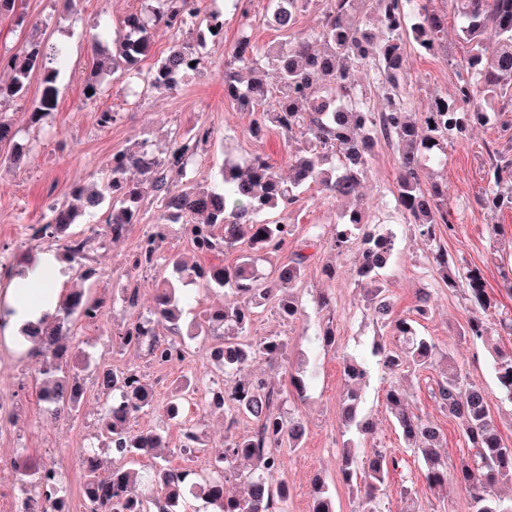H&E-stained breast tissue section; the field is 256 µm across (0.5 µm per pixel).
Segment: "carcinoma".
<instances>
[{"mask_svg":"<svg viewBox=\"0 0 512 512\" xmlns=\"http://www.w3.org/2000/svg\"><path fill=\"white\" fill-rule=\"evenodd\" d=\"M286 2L287 9L271 12V20L289 31L297 12L311 0ZM360 4L377 26L356 23ZM448 4L460 21L459 37L469 47L467 78L460 79L456 99L435 98L433 111L418 121L412 119L408 108L405 50L410 43L430 54L442 42L445 17L433 7V0H324L316 27L301 37L266 48L251 42L248 29L252 18L248 12H236L241 31L224 57V98L252 113V136L275 128L291 143L289 177L279 174L270 157L256 155L245 164L226 159L215 174L214 184H198L194 164L202 160L213 132L197 124L173 132L162 153L143 139L112 154L101 188L74 187L73 203L50 206L42 223L29 226L31 236L58 241L83 215L108 198L111 208L104 235L113 240L122 237L129 225L140 223L150 205L157 212L156 223L184 225L199 253L246 246V253L234 266L189 267L169 259L172 276L157 284L154 317L131 320L112 336L115 344L141 351L152 361L181 359L185 344L160 338L155 322L178 326L183 314L179 289L184 285L200 282L208 289L224 288L232 293L233 300L201 311L192 336L202 337L216 366L224 375H231L257 357L271 363L287 358L288 340L280 336L253 344L241 340L240 335L251 325L256 309L267 302L273 303L288 322L303 313L295 289L310 260L304 249L292 252L278 266L274 289L257 268L258 260L282 252L293 237V225L284 214L298 202L301 188L313 183L328 198H351L370 172L375 149L385 145L398 156L397 209L404 222L431 245L432 266L443 273L448 286L466 289L483 312H492L495 304L487 296L481 271L471 268L460 274L449 263L448 250L440 243L441 228L453 229L447 197L437 184L423 188L422 178L426 163L443 162V142L448 137L460 138L470 127L486 123L500 111L499 102L512 96V0H448ZM159 25L170 33L172 46L164 59L144 72L138 63L148 57ZM123 28L122 39L112 52L97 59L95 72L83 86L82 94L89 102L102 94V74L141 77L149 89L172 91L180 79L199 72L204 63L191 38L199 41L206 35L224 41V15L205 11L201 0H145L140 11L125 16ZM66 55L65 46L32 36L25 40L22 52L1 54L0 70L7 71L9 78L0 82V104L25 98L28 77L38 70L43 89L29 107L30 123H47L57 110V78ZM363 64L372 75L366 90L358 87L354 77L356 68ZM266 69L276 75L273 87L258 76ZM372 94L386 102L384 112H374ZM132 170L139 172L140 180L129 179ZM485 175L479 204L490 210L512 209V160L500 151L492 152ZM356 239L362 245L356 274L375 284L367 307L375 322L391 329L394 338L391 345L381 341L374 344L377 364L389 373L428 367L438 350L418 330L430 312L427 296L419 297L407 316L394 314L390 301L387 271L396 249L395 231L368 224L362 209L354 206L329 225L326 240L341 256ZM165 240L166 235L154 231L143 235L132 256L133 268L157 267ZM85 247L86 241L78 239L70 238L66 244L70 258L79 264L80 279L89 280L95 269L84 264ZM102 308V301L85 289H69L62 294L56 312L31 333L37 347L30 356L36 358L38 372L47 378L41 400L59 415L71 416L78 411L82 396L80 378L71 373V346L63 336L70 331L72 321L93 322L101 316ZM466 333L487 344L499 386L512 397V351L504 353L490 343L489 327L480 317L468 321ZM343 365L351 389L341 404V424L352 436L364 438L372 431L361 409V391L369 383L370 373L353 355H345ZM97 380L106 393L114 394L100 419L101 436L108 444L117 445L125 463L102 476L95 452L88 450L80 456L90 512H182L186 494L194 490L204 492L219 512H286L288 485L273 482L271 477L281 469V449L300 447L305 427L281 409L280 391L274 384L253 377L208 393V404L227 414L228 427L241 416L252 420L254 427L245 435L226 440L215 452L214 470L199 476L157 461V450L166 447L163 431L131 429V420L152 409L155 401L152 386L138 369L119 373L100 370ZM198 391L196 382L185 379L167 403L169 420L181 424L185 397ZM434 397L455 419L473 450L455 476L456 485L468 494L472 512H512V498L497 492L500 482H512V444L502 438L485 391L468 382L460 366L450 359ZM384 401L405 447L421 460L429 487L439 495L448 493V461L440 451L439 431L409 410L406 393L399 386H389ZM358 449L352 440L343 448L341 475L357 499L358 512H377L390 474L403 466L404 459L391 450L374 448L360 467ZM145 456L155 458L148 472L136 468ZM13 465L35 484L46 468L31 456H20ZM229 480L243 482L246 495H227L224 484ZM59 493L56 484L48 499L29 497L21 512H65ZM312 512H336L335 500L323 483L316 487Z\"/></svg>","mask_w":512,"mask_h":512,"instance_id":"1","label":"carcinoma"}]
</instances>
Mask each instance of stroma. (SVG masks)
Here are the masks:
<instances>
[{
  "instance_id": "35a3bbf8",
  "label": "stroma",
  "mask_w": 512,
  "mask_h": 512,
  "mask_svg": "<svg viewBox=\"0 0 512 512\" xmlns=\"http://www.w3.org/2000/svg\"><path fill=\"white\" fill-rule=\"evenodd\" d=\"M224 4L225 0L203 2L206 10L223 12L224 39L208 43L203 52L205 67L201 75L182 82L175 90L146 94L142 105L135 106L129 88L121 81L104 78L105 93L94 103L84 100L82 88L95 60L91 34L96 24L105 21L110 27H117L125 15L142 8V0H77L72 7L65 0H19V13L26 21L38 24L40 38L67 44L70 52L58 77L59 108L51 122L39 128L29 122V101L41 91V73L30 76L25 100L0 105V115L34 145L18 167L7 159L9 147L0 146V247L8 246L10 266H17L25 255L38 251L50 249L65 254L64 242L32 239L30 225L50 205L70 203L73 186L100 185L102 170L112 154L131 147L135 141L150 139L161 150L171 132L203 124L213 130L214 136L206 147L202 165L196 169L198 182L211 183L216 165L222 163L228 152L241 161L265 154L277 163L280 173L288 172L290 149L278 130L272 128L261 137H252L248 132L250 114L224 99V54L235 44L240 32L237 17L226 12ZM435 5L446 14L448 22L441 50L433 55L413 50L406 54L408 76L414 85L409 109L416 117L435 97L455 95L458 74L468 57L466 44L457 36L458 21L450 13L448 0H435ZM322 7V0H311L287 33L267 22L262 0H257L251 39L269 46L283 42L289 35L300 37L317 26ZM104 109L119 114L117 122L107 129L97 124V114ZM510 120L512 101L505 102L502 116L475 126L465 139L449 141L446 165L431 167L427 177L428 183L441 185L447 193L448 212L454 223L453 231L442 236L448 258L459 270L475 267L481 270L487 292L496 304L495 312L488 314L486 321L495 344L505 351L512 350V332L502 330L499 322L505 317L512 318V296L501 286L500 267L512 265V210L491 211L482 208L477 199L484 187L483 171L489 151H504L512 146V133L504 127ZM397 173L396 154L388 148H379L368 178L358 188L357 201L370 222L397 227L399 245L389 278L390 296L397 313L403 315L413 308L419 292H429L431 314L422 321L420 331L436 344L439 359L430 368L394 376L372 366V343L380 331L366 307L370 284L356 274L360 248L352 246L339 256L323 245L316 250L296 289L303 315L287 322L279 317L273 305L267 304L257 309L246 333L252 343L267 336L286 338L287 361L273 368L259 357L238 376L224 379L225 386L230 387L235 380L252 375L271 377L282 393L286 414L301 418L306 426L302 448L284 451L285 463L276 474L277 479L288 484V512H311L313 480L317 477L328 484L338 512H356L358 508L339 471V459L347 441L340 421L341 400L348 388L342 364V357L347 353L371 364L363 410L373 420L375 432L363 441V448H387L402 454L406 460L401 472L390 475L379 512H409L414 504L419 505V512H471L467 494L456 485H449L443 497L429 488L421 463L404 448L401 434L384 404V393L390 384L404 388L413 411L441 430L448 469L456 471L471 450L455 420L440 409L434 398L443 368L442 355L453 357L469 379L485 389L498 428L503 438L512 443V401L499 388L486 346L464 334L469 318L478 314L479 309L466 289L449 287L442 274L428 262V245L403 223L395 203ZM342 208V203L324 200L317 186L307 187L288 214V221L294 227L289 249H296L302 239L335 223ZM107 213V206H100L95 213L83 216L73 228L76 237L87 240V263L96 270L95 278L85 284L104 302L101 317L94 322L73 323L68 338L77 355L76 366L83 386L78 411L68 418L54 417L50 407L40 399L43 380L35 358L18 355L0 343V512H20L21 502L31 488L29 478L10 465L11 459L23 454L42 458L59 468L66 512H89L79 464L82 452L97 450L106 472L116 463L111 449L100 446L97 440L106 397L98 386L95 372L102 368L134 367L153 385L155 407L141 414L133 427L138 431L166 432L168 446L164 454L170 467L198 468L211 459L221 438L242 435L253 428L252 421L245 417L239 418L235 427H227L223 410L193 405L188 409V416L204 446L190 456L181 452L180 428L167 420L164 405L183 377L192 376L204 383L216 374L217 368L205 345L191 337L190 327L196 312L224 302L225 295L205 291L195 283L183 287L189 305L181 327L180 340L186 348V357L181 362L159 364L140 352L113 343L112 332L130 318L149 317L155 285L165 271L135 270L130 265L139 240L156 219L154 209H146L141 223L130 225L126 234L115 241L102 236ZM496 225L502 228V235L493 234ZM165 251L191 266H231L242 255L238 249L199 254L179 224L169 226ZM333 263L339 266L340 275L330 282L322 269ZM119 287L136 291V307L118 299L115 290ZM324 293L332 300L327 312L317 309V300ZM329 321L336 330V344L326 348L318 341L317 332ZM298 369L304 371L309 382L303 399L298 398L290 383L291 373ZM407 489L412 492L408 498L403 495Z\"/></svg>"
}]
</instances>
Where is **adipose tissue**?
<instances>
[{
  "label": "adipose tissue",
  "mask_w": 512,
  "mask_h": 512,
  "mask_svg": "<svg viewBox=\"0 0 512 512\" xmlns=\"http://www.w3.org/2000/svg\"><path fill=\"white\" fill-rule=\"evenodd\" d=\"M23 274V279H10L8 286L0 289V302L11 310L7 319L0 321V340L26 354L35 347L26 331L54 311L70 272L52 252L43 251L27 260Z\"/></svg>",
  "instance_id": "1"
}]
</instances>
